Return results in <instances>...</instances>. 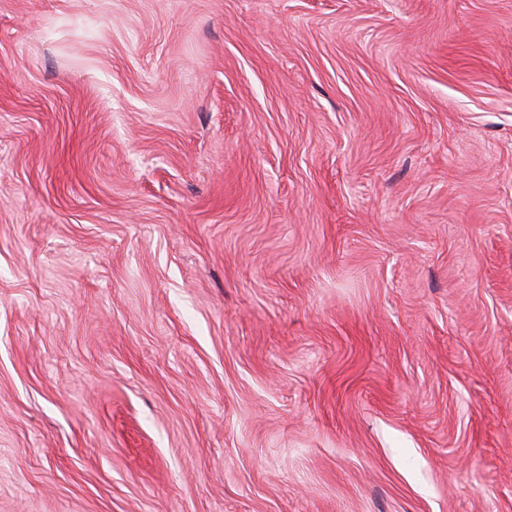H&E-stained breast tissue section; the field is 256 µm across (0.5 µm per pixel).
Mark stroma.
Masks as SVG:
<instances>
[{
  "instance_id": "35a3bbf8",
  "label": "stroma",
  "mask_w": 512,
  "mask_h": 512,
  "mask_svg": "<svg viewBox=\"0 0 512 512\" xmlns=\"http://www.w3.org/2000/svg\"><path fill=\"white\" fill-rule=\"evenodd\" d=\"M0 512H512V0H0Z\"/></svg>"
}]
</instances>
